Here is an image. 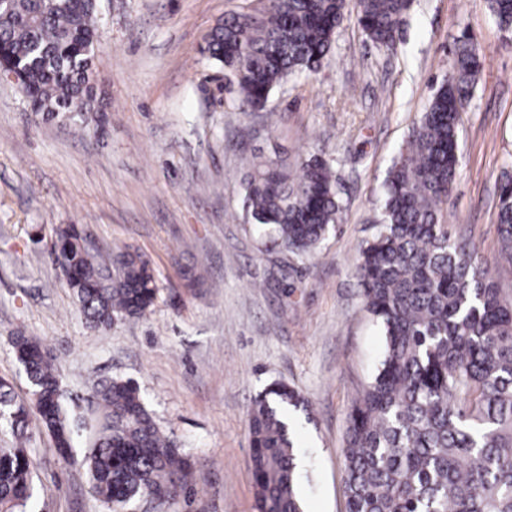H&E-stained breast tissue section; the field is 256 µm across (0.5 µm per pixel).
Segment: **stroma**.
<instances>
[{
	"label": "stroma",
	"instance_id": "obj_1",
	"mask_svg": "<svg viewBox=\"0 0 512 512\" xmlns=\"http://www.w3.org/2000/svg\"><path fill=\"white\" fill-rule=\"evenodd\" d=\"M256 5L99 0L94 64L108 115L99 131L42 118L17 84L0 80V379L29 402L11 342L22 333L50 350L66 405L88 406L106 379L133 380L192 463L189 490L164 512H257L247 423L275 381L309 401L295 415L304 512H346L348 409L385 345L356 276L359 248L464 30L484 68L461 114L443 214L512 298V257L497 232L499 186L512 178V32L486 0H414L391 52L367 40L357 0H347L317 71L290 77L265 111L245 112L200 48L217 22ZM259 153L292 167L315 155L331 163L342 220L310 253L267 245L259 233L244 192ZM64 224L150 259L160 288L150 311L107 331L86 323L51 251ZM187 269L196 287H184ZM27 434L39 512H109L86 470L55 454L37 414Z\"/></svg>",
	"mask_w": 512,
	"mask_h": 512
}]
</instances>
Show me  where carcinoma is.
<instances>
[{"label":"carcinoma","mask_w":512,"mask_h":512,"mask_svg":"<svg viewBox=\"0 0 512 512\" xmlns=\"http://www.w3.org/2000/svg\"><path fill=\"white\" fill-rule=\"evenodd\" d=\"M500 29L512 30V0H487ZM345 0H270L232 13L209 34L204 52L236 86L241 108H267L275 87L316 70L330 52ZM409 0H359V24L379 49L394 48ZM98 0H4L0 63L13 67L33 111L100 129L106 113L94 84ZM484 66L471 35L456 38L453 70L432 96L382 185L377 231L361 247L356 273L368 311L385 336L373 379L349 409L343 448L347 512H512V301L496 287L474 244L453 237L443 219L458 163L460 110ZM255 224L272 242L307 253L339 223L342 203L328 160L297 172L279 157L257 156L244 186ZM497 232L512 253V180L499 187ZM74 224L56 230L67 281L90 327L138 318L159 288L150 262L130 251L79 246ZM12 345L32 386V406L0 380V512H34L33 460L23 440L30 408L73 459V426L96 428L83 463L113 512L152 497L166 505L187 489L191 464L156 425L139 387L112 378L96 391L90 415L63 404L60 374L37 339ZM308 400L270 384L249 415L257 512H302L296 436L289 411Z\"/></svg>","instance_id":"cac0c4a2"}]
</instances>
